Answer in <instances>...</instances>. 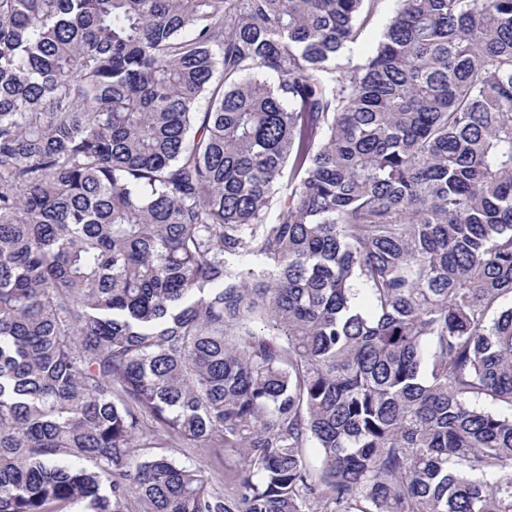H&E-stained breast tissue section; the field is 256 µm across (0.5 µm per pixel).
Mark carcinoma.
Returning <instances> with one entry per match:
<instances>
[{
    "label": "carcinoma",
    "mask_w": 512,
    "mask_h": 512,
    "mask_svg": "<svg viewBox=\"0 0 512 512\" xmlns=\"http://www.w3.org/2000/svg\"><path fill=\"white\" fill-rule=\"evenodd\" d=\"M379 2L0 0V512H512V0ZM397 8L398 0H383L380 11L371 24L364 30L361 39L357 43L352 44L349 50L346 51L345 57L349 58L354 63L360 60L376 36L383 30L384 26L393 16ZM135 454V462L147 454H165L178 462L192 464L224 492L225 499L236 497V477L243 461L239 452L229 448L205 451L197 448H137Z\"/></svg>",
    "instance_id": "cac0c4a2"
}]
</instances>
